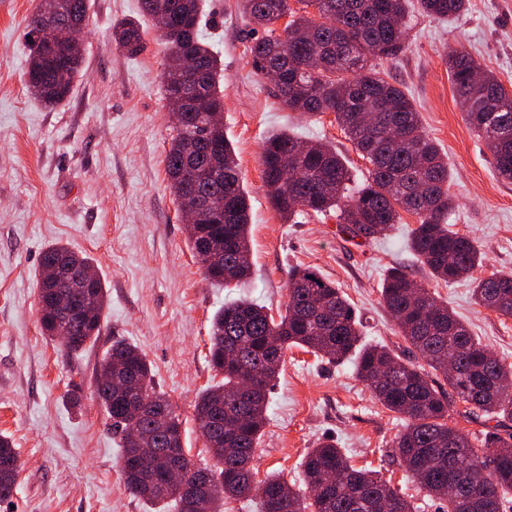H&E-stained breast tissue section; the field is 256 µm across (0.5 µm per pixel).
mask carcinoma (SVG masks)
Returning <instances> with one entry per match:
<instances>
[{
  "instance_id": "1",
  "label": "carcinoma",
  "mask_w": 512,
  "mask_h": 512,
  "mask_svg": "<svg viewBox=\"0 0 512 512\" xmlns=\"http://www.w3.org/2000/svg\"><path fill=\"white\" fill-rule=\"evenodd\" d=\"M316 9L319 19L296 15L288 0H241L254 28L264 31L251 48L253 65L280 81L277 95L292 110L333 112L358 154L371 164L369 178L351 187V173L336 148L303 141L286 132L265 139L260 160L262 181L273 208L287 221L299 212L336 213L351 238H375L398 223L400 212L416 216L409 247L431 278L445 283L471 275L482 264L476 241L451 228L456 202L448 191V158L422 131L419 112L408 93L380 77L369 57H395L404 47L408 0H298ZM439 18L459 15L468 0H417ZM165 40L169 56L187 55L200 69L201 100H183V79L164 76L166 103L182 114L173 124L165 168L178 201L219 194L224 211L204 215L188 229V243L206 279L237 285L251 277L249 203L238 157L213 124L210 114L224 107L220 60L201 40L200 0H141ZM55 16L56 48L40 44L43 14ZM290 20L283 34L274 25ZM87 0H41L29 23L26 83L47 105L65 100L83 59L68 63L58 78L61 54L73 23L87 21ZM113 38L135 57L145 44L139 25L126 20ZM448 72L467 122L486 141L497 176L512 181V91L474 58L448 54ZM54 266L60 277L39 278L38 312L44 335L70 353L85 349L100 335L106 289L97 278L79 282L73 275L92 267L91 259L60 243L45 248L40 267ZM68 294L91 308L77 319L59 317L56 302ZM384 306L404 339L426 363L416 365L383 345H369L361 321L336 284L310 268L288 274L285 312L274 319L265 306L246 299L224 305L212 318L209 358L224 381L198 398L195 421L214 464L184 473L186 507L179 491L163 484V465L137 459L126 443L134 427L146 448H164L182 420L157 389L152 367L135 345L112 340L96 374L95 394L108 429L120 436L121 469L129 493L152 505H173L177 512H223L231 499H257L258 512H419L422 506L376 470L357 467L332 441L310 449L302 463V486L269 475L255 481L252 460L267 423L273 382L286 351L301 348L333 363H353L376 400L403 415L394 456L424 495L444 502V512H505L512 495V364L494 355L471 334L448 305L428 287L394 267L381 290ZM478 306L512 317V274L474 279ZM440 373L472 412L497 418L505 433L489 432L475 447L469 435L448 426V396L431 372ZM22 463L0 435V503H8L19 484Z\"/></svg>"
}]
</instances>
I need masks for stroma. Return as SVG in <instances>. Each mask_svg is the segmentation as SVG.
I'll return each mask as SVG.
<instances>
[{
  "label": "stroma",
  "instance_id": "obj_1",
  "mask_svg": "<svg viewBox=\"0 0 512 512\" xmlns=\"http://www.w3.org/2000/svg\"><path fill=\"white\" fill-rule=\"evenodd\" d=\"M39 4L0 0V433L11 437L23 463L20 485L0 512H154L126 491L119 440L95 397L105 351L117 337L144 352L157 386L181 416L189 458L208 462L194 418L199 393L222 379L209 360L210 320L240 296L279 315L295 267L316 268L336 283L360 315L367 342L412 361L416 355L381 299L388 271L404 267L482 344L512 362V318L477 306L470 279L432 280L411 255L414 215L402 214L386 235L357 242L333 216L281 220L261 179L268 136L288 131L331 142L358 186L369 164L333 114L289 109L253 67L257 34L240 0H203L200 27L222 62L224 131L251 204L253 273L240 288L206 280L188 246L165 174L172 123L163 85L167 49L140 0H88L84 66L70 96L53 107L35 99L25 82L27 23ZM125 19L143 31L145 49L135 57L112 39L113 27ZM452 49L472 55L512 90V0H469L456 18L412 10L402 52L373 65L413 97L424 132L448 157L456 201L449 222L483 252L476 276L512 273V182L496 177L490 151L465 119L448 75ZM54 242L90 257L108 294L100 336L73 354L46 339L39 324V262ZM75 391L82 397L77 409L68 402ZM405 424L374 399L351 363L290 349L255 450L257 476L295 482L308 449L331 440L355 466L381 471L417 495L392 455Z\"/></svg>",
  "mask_w": 512,
  "mask_h": 512
}]
</instances>
